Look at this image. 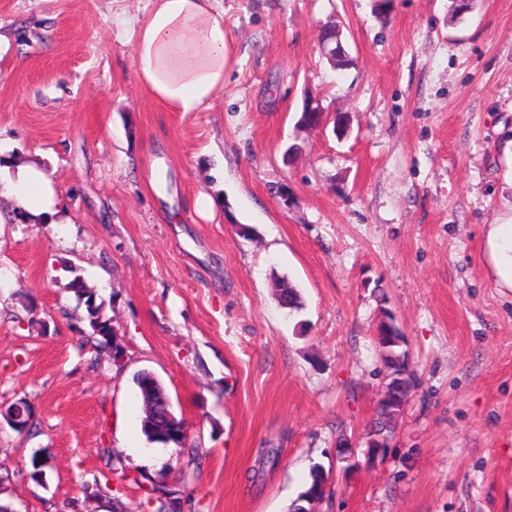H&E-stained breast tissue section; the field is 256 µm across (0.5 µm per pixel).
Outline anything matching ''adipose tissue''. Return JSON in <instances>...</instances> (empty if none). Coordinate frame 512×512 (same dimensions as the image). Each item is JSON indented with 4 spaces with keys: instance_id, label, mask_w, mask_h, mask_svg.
<instances>
[{
    "instance_id": "1",
    "label": "adipose tissue",
    "mask_w": 512,
    "mask_h": 512,
    "mask_svg": "<svg viewBox=\"0 0 512 512\" xmlns=\"http://www.w3.org/2000/svg\"><path fill=\"white\" fill-rule=\"evenodd\" d=\"M227 59L218 0H151L137 28L135 67L162 109L194 112L210 105L224 92ZM0 197L11 204L0 210L1 224L19 209L32 223L42 222L56 205L55 189L38 164L16 158L0 166ZM486 245L497 285L512 289V221L490 225Z\"/></svg>"
}]
</instances>
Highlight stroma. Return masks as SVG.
Returning <instances> with one entry per match:
<instances>
[{
    "label": "stroma",
    "instance_id": "1",
    "mask_svg": "<svg viewBox=\"0 0 512 512\" xmlns=\"http://www.w3.org/2000/svg\"><path fill=\"white\" fill-rule=\"evenodd\" d=\"M220 5L224 94L168 112L134 68L150 0H0V147L59 191L49 221L0 224V407L27 400L35 423L0 427V495L100 512L111 454L126 512H149L154 485L181 512H290L315 465V512H512V290L485 252L487 225L512 219V0L460 21L451 0ZM326 25L346 69L320 50ZM308 100L349 133L299 127ZM76 275L122 366L87 344ZM386 313L416 388L371 460ZM144 370L187 447L144 436Z\"/></svg>",
    "mask_w": 512,
    "mask_h": 512
}]
</instances>
